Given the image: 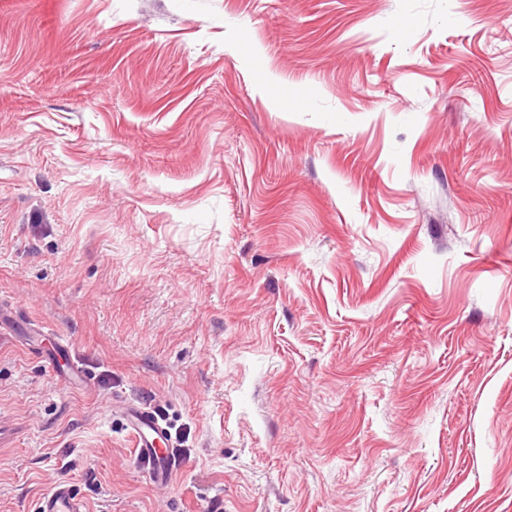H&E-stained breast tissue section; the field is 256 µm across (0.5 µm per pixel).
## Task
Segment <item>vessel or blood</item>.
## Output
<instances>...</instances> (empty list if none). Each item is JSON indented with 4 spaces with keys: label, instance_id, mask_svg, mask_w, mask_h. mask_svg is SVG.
Wrapping results in <instances>:
<instances>
[{
    "label": "vessel or blood",
    "instance_id": "b4317fda",
    "mask_svg": "<svg viewBox=\"0 0 512 512\" xmlns=\"http://www.w3.org/2000/svg\"><path fill=\"white\" fill-rule=\"evenodd\" d=\"M127 418L128 427L153 477L161 482L167 481L177 467V457L167 427L159 416L148 410H129ZM36 512H86V507L72 487L62 482L40 498Z\"/></svg>",
    "mask_w": 512,
    "mask_h": 512
}]
</instances>
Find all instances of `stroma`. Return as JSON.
Wrapping results in <instances>:
<instances>
[{"label": "stroma", "instance_id": "1", "mask_svg": "<svg viewBox=\"0 0 512 512\" xmlns=\"http://www.w3.org/2000/svg\"><path fill=\"white\" fill-rule=\"evenodd\" d=\"M61 482L512 512V0H0V512ZM127 424L135 435L137 448L150 465L153 477L161 482L171 478L177 467V457L167 427L155 413L131 409Z\"/></svg>", "mask_w": 512, "mask_h": 512}]
</instances>
